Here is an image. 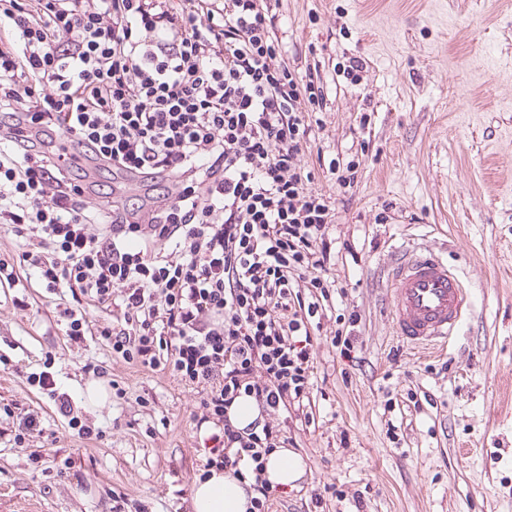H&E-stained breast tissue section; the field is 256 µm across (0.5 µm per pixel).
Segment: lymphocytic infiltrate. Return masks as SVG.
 Here are the masks:
<instances>
[{
	"label": "lymphocytic infiltrate",
	"instance_id": "obj_1",
	"mask_svg": "<svg viewBox=\"0 0 512 512\" xmlns=\"http://www.w3.org/2000/svg\"><path fill=\"white\" fill-rule=\"evenodd\" d=\"M0 21V223L38 244L20 263L118 307L97 334L126 362L203 388L207 467L248 463L251 512H269L274 418L307 396L328 294L335 209L302 161L319 77L290 60L271 0H0ZM52 132L93 144L113 177L143 174L149 211L90 210ZM242 397L260 416L239 428Z\"/></svg>",
	"mask_w": 512,
	"mask_h": 512
}]
</instances>
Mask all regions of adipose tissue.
Segmentation results:
<instances>
[{
	"instance_id": "adipose-tissue-1",
	"label": "adipose tissue",
	"mask_w": 512,
	"mask_h": 512,
	"mask_svg": "<svg viewBox=\"0 0 512 512\" xmlns=\"http://www.w3.org/2000/svg\"><path fill=\"white\" fill-rule=\"evenodd\" d=\"M306 471L302 457L286 448L269 455L263 479L273 487L285 488L299 481ZM252 478L241 479L232 471L210 472L192 487L193 512H249L254 495Z\"/></svg>"
}]
</instances>
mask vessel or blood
<instances>
[{"label":"vessel or blood","instance_id":"obj_1","mask_svg":"<svg viewBox=\"0 0 512 512\" xmlns=\"http://www.w3.org/2000/svg\"><path fill=\"white\" fill-rule=\"evenodd\" d=\"M57 146V163L89 167L76 136H61ZM388 278L394 287L389 314L396 336L413 347H444L469 311V296L447 260L427 249L402 252Z\"/></svg>","mask_w":512,"mask_h":512}]
</instances>
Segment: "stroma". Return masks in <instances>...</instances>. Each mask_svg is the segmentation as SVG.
Here are the masks:
<instances>
[{
	"instance_id": "stroma-1",
	"label": "stroma",
	"mask_w": 512,
	"mask_h": 512,
	"mask_svg": "<svg viewBox=\"0 0 512 512\" xmlns=\"http://www.w3.org/2000/svg\"><path fill=\"white\" fill-rule=\"evenodd\" d=\"M275 12L327 100L303 161L332 197L335 244L308 397L279 420L306 472L273 490L271 512H512V0H279ZM351 57L365 63L355 80ZM334 158L359 161L353 189L329 172ZM404 245L432 247L468 289L472 312L446 350L393 332L382 273ZM18 274L0 287V512H192L213 430L196 420L202 390L97 337L69 340L64 309L93 327L115 323L111 309ZM40 372L98 438L29 383ZM94 381L104 406L83 395ZM28 413L39 425L17 435Z\"/></svg>"
}]
</instances>
